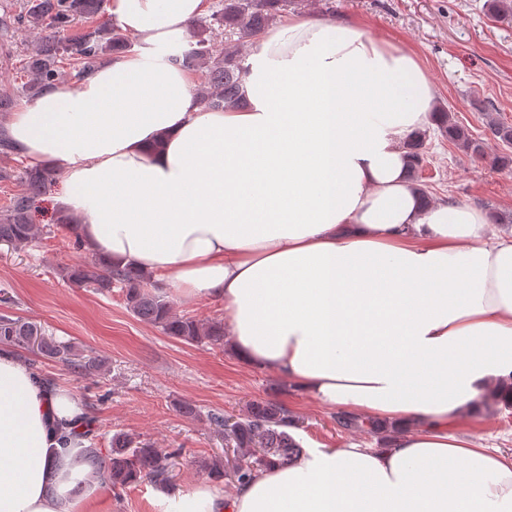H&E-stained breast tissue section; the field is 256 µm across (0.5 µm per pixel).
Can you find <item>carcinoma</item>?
Wrapping results in <instances>:
<instances>
[{
    "mask_svg": "<svg viewBox=\"0 0 512 512\" xmlns=\"http://www.w3.org/2000/svg\"><path fill=\"white\" fill-rule=\"evenodd\" d=\"M292 2L294 0H218L211 16L198 18L190 24V47L177 56L176 61L190 71L201 73L203 80L196 89L200 104L215 111L246 105L242 85L245 57L239 40L260 35L272 21L288 12ZM103 3L104 0H29L24 14L10 20L0 18V27L28 22L46 31L41 45L25 63L27 92L36 96L56 84L63 76L65 62L71 78L79 80L91 73L105 55L131 50L129 36L106 22L91 26L68 41L58 38L59 32L73 24L98 17L103 12ZM488 8L496 19L512 18V0H491ZM217 32L226 37L224 48L220 50L216 49L213 38ZM437 111L440 114L437 129L441 135L470 156L484 157L481 142L453 119L448 108L439 107ZM427 136V132L419 131L406 143L411 157L409 177L416 184L422 181ZM15 177L23 190L0 209V244L18 248L35 239L33 213L56 183L57 170L43 166H26L17 172L0 168V181ZM62 278L98 293L120 289L126 308L135 317L169 337L189 344L224 345V323L174 315L165 293L147 288L151 274L139 268L120 266L98 257L64 267ZM0 344L56 359L76 373L92 374L102 370L100 360L77 354L73 346L47 336L42 326L19 317L0 315ZM207 419L224 431V442L232 447L234 454L231 474H226L224 465L216 462L208 467V476L214 480L228 475L231 482L238 485L260 470L290 462L302 452V445L293 433L297 423L280 404L254 401L243 416L234 418L213 412L207 414ZM336 423L346 430L373 434L380 429L377 422L347 412L338 413ZM78 459L80 465L89 467L85 479L77 484L79 489L98 479H108L113 487L121 489L144 481L161 487L171 483L172 455L135 441L125 433L112 435L107 453L90 445L79 449Z\"/></svg>",
    "mask_w": 512,
    "mask_h": 512,
    "instance_id": "1",
    "label": "carcinoma"
}]
</instances>
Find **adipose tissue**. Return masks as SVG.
I'll list each match as a JSON object with an SVG mask.
<instances>
[{"label":"adipose tissue","instance_id":"1","mask_svg":"<svg viewBox=\"0 0 512 512\" xmlns=\"http://www.w3.org/2000/svg\"><path fill=\"white\" fill-rule=\"evenodd\" d=\"M206 0H108L131 52L10 116L32 165L106 259L224 303L244 362L320 405L392 426L387 447L311 448L232 495L200 484L163 512H512V455L466 432L512 403V233L424 204L408 136L433 125L414 53L351 20L267 29L242 109H205L175 61ZM84 412L0 348V512H81Z\"/></svg>","mask_w":512,"mask_h":512}]
</instances>
